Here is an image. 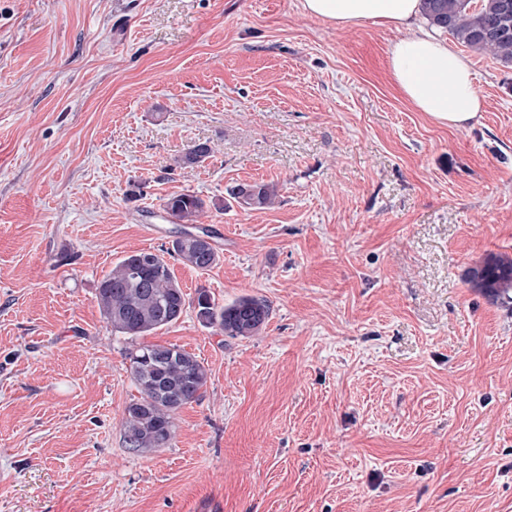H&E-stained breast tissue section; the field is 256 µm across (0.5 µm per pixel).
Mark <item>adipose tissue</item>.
<instances>
[{
    "label": "adipose tissue",
    "instance_id": "ef3b65f1",
    "mask_svg": "<svg viewBox=\"0 0 512 512\" xmlns=\"http://www.w3.org/2000/svg\"><path fill=\"white\" fill-rule=\"evenodd\" d=\"M420 0H302L308 16L336 27L366 21L407 35L388 51V69L403 97L438 123L461 129L481 112L484 99L470 61L445 40L416 29Z\"/></svg>",
    "mask_w": 512,
    "mask_h": 512
}]
</instances>
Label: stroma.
I'll use <instances>...</instances> for the list:
<instances>
[{
  "label": "stroma",
  "mask_w": 512,
  "mask_h": 512,
  "mask_svg": "<svg viewBox=\"0 0 512 512\" xmlns=\"http://www.w3.org/2000/svg\"><path fill=\"white\" fill-rule=\"evenodd\" d=\"M404 34L301 0H0V512H512V302L465 281L512 256V66L470 53L485 107L454 129L392 81ZM181 193L220 261L171 260L189 304L145 341L208 382L135 452L140 341L96 288L170 246ZM201 289L265 327L202 325ZM227 196L243 210H262L272 207L278 198L276 185L253 182L235 183L225 188ZM205 207L203 199L194 194L184 193L166 199L164 211L173 224H197V219ZM266 300L243 296L234 302L219 305L206 291L197 296V318L204 325L218 326L225 336L232 338L258 334L269 317Z\"/></svg>",
  "instance_id": "1"
}]
</instances>
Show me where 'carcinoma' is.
I'll list each match as a JSON object with an SVG mask.
<instances>
[{"mask_svg":"<svg viewBox=\"0 0 512 512\" xmlns=\"http://www.w3.org/2000/svg\"><path fill=\"white\" fill-rule=\"evenodd\" d=\"M420 13L429 26L450 34L461 45L512 63V0H420ZM207 143L194 145L181 158L195 165L210 157ZM227 196L243 210H262L278 198L276 185L236 183L225 188ZM205 202L194 194L166 199L164 211L173 224H196ZM171 253L183 264L205 271L217 264L219 254L206 232L184 231L171 242ZM466 281L485 298L512 300V257L490 253L468 269ZM96 298L112 330L132 338L148 336L177 322L186 309V294L164 255L138 251L124 257L99 282ZM266 300L243 296L220 305L206 291L198 292L197 318L217 326L224 335L258 334L269 317ZM131 375L141 397L124 412L122 428L126 447L134 451L164 448L174 435L173 416L203 397L208 381L205 366L176 345L147 344L129 354Z\"/></svg>","mask_w":512,"mask_h":512,"instance_id":"obj_1","label":"carcinoma"}]
</instances>
